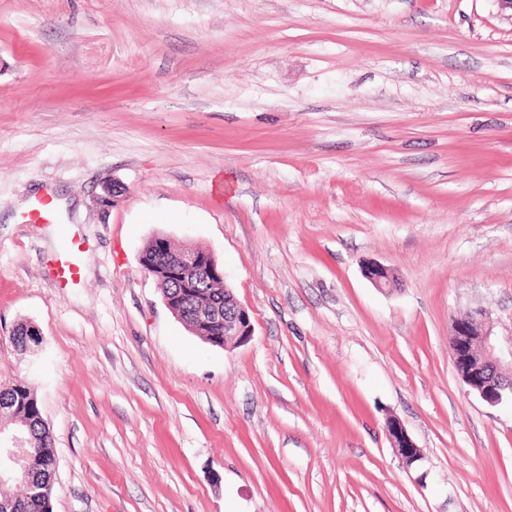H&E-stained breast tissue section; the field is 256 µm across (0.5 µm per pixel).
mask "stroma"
<instances>
[{"label":"stroma","mask_w":512,"mask_h":512,"mask_svg":"<svg viewBox=\"0 0 512 512\" xmlns=\"http://www.w3.org/2000/svg\"><path fill=\"white\" fill-rule=\"evenodd\" d=\"M45 190L66 220L21 221ZM158 235L213 253L249 342L172 315ZM477 308L512 339L498 0H0V388L38 400L53 512H512V403L450 354ZM81 240L77 234H66L61 240L60 258L53 267L55 279L64 287L79 285L82 280ZM364 275L375 288L381 290L391 288L397 283L395 271L381 263L373 262L367 264L364 268ZM387 435L400 457L407 463L413 464L422 459L423 453L410 437L402 423L392 418L387 423Z\"/></svg>","instance_id":"1"}]
</instances>
